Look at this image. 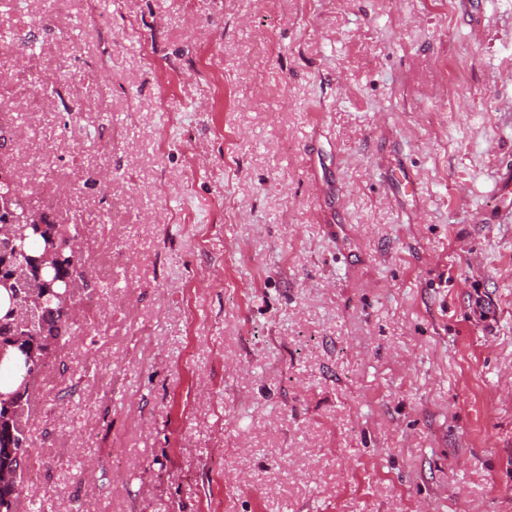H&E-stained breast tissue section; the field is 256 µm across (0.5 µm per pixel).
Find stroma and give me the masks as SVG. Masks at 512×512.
<instances>
[{
	"instance_id": "stroma-1",
	"label": "stroma",
	"mask_w": 512,
	"mask_h": 512,
	"mask_svg": "<svg viewBox=\"0 0 512 512\" xmlns=\"http://www.w3.org/2000/svg\"><path fill=\"white\" fill-rule=\"evenodd\" d=\"M1 50L0 158L120 257L24 512H512V0H0Z\"/></svg>"
}]
</instances>
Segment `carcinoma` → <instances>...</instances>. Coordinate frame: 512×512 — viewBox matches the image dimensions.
Here are the masks:
<instances>
[{"instance_id":"1","label":"carcinoma","mask_w":512,"mask_h":512,"mask_svg":"<svg viewBox=\"0 0 512 512\" xmlns=\"http://www.w3.org/2000/svg\"><path fill=\"white\" fill-rule=\"evenodd\" d=\"M12 199V212L0 213V222L20 217L26 208L24 194L15 181H0V198ZM39 224H17L13 237L0 241V279L9 282L3 291L7 305L0 308V343L12 345L17 333L14 312L36 313L38 333L22 343L30 364L0 367L29 376L28 384L10 392L12 398L0 402V443H9L27 455L29 437L23 417L35 407V384L52 356L64 348L73 335L75 322L60 306L56 294L66 285L84 283L86 265L82 260L80 225L58 224L49 213H40ZM24 476L0 484V512H17Z\"/></svg>"}]
</instances>
